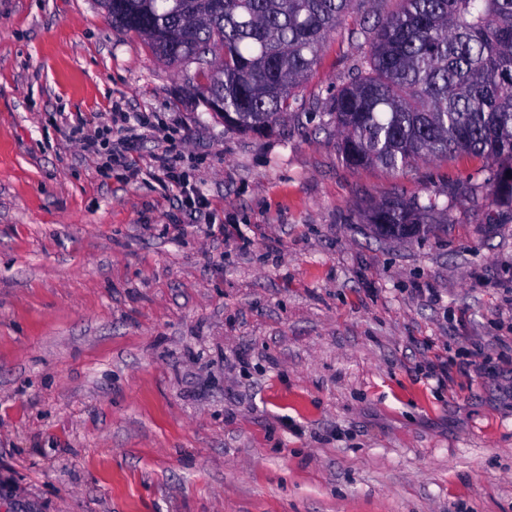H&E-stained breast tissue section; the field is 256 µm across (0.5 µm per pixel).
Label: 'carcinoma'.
<instances>
[{
  "label": "carcinoma",
  "mask_w": 512,
  "mask_h": 512,
  "mask_svg": "<svg viewBox=\"0 0 512 512\" xmlns=\"http://www.w3.org/2000/svg\"><path fill=\"white\" fill-rule=\"evenodd\" d=\"M112 24L163 61L201 60L224 79L190 88L242 133L271 132L292 90L356 0H102ZM329 116L343 161L403 171L418 160L466 154L495 166L492 194L512 204V0H402L377 21L370 50L332 96ZM448 211L437 197L401 196L373 207L370 223L405 236Z\"/></svg>",
  "instance_id": "1"
}]
</instances>
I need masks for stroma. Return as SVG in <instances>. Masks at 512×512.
<instances>
[{
    "label": "stroma",
    "mask_w": 512,
    "mask_h": 512,
    "mask_svg": "<svg viewBox=\"0 0 512 512\" xmlns=\"http://www.w3.org/2000/svg\"><path fill=\"white\" fill-rule=\"evenodd\" d=\"M399 6L245 135L98 0H0V512H512V208L480 157L349 167L327 115ZM166 146L223 235L176 226ZM398 195L448 209L376 234Z\"/></svg>",
    "instance_id": "stroma-1"
}]
</instances>
